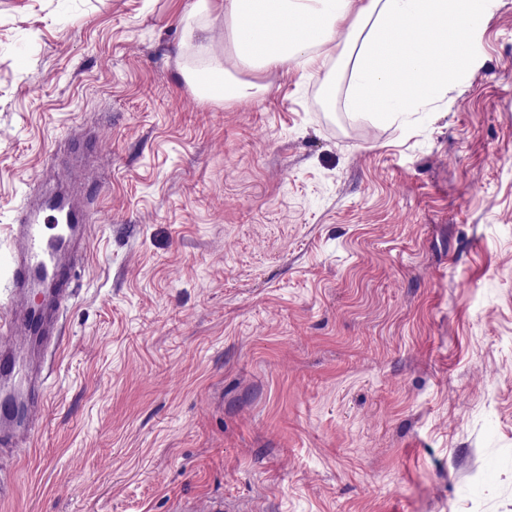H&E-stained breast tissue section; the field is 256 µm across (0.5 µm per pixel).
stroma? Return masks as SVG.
<instances>
[{"label": "stroma", "mask_w": 512, "mask_h": 512, "mask_svg": "<svg viewBox=\"0 0 512 512\" xmlns=\"http://www.w3.org/2000/svg\"><path fill=\"white\" fill-rule=\"evenodd\" d=\"M191 2L0 0V306L50 154L101 183L0 512H512V0L405 126L200 99Z\"/></svg>", "instance_id": "obj_1"}]
</instances>
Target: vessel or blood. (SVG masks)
Here are the masks:
<instances>
[{
    "instance_id": "b4317fda",
    "label": "vessel or blood",
    "mask_w": 512,
    "mask_h": 512,
    "mask_svg": "<svg viewBox=\"0 0 512 512\" xmlns=\"http://www.w3.org/2000/svg\"><path fill=\"white\" fill-rule=\"evenodd\" d=\"M94 199L63 185L20 206L9 236L14 244L10 300L0 307V447H29L45 411L41 356L59 347V324L86 253Z\"/></svg>"
}]
</instances>
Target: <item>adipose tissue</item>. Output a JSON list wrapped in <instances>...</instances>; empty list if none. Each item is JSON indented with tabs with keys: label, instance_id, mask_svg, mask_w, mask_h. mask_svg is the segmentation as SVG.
<instances>
[{
	"label": "adipose tissue",
	"instance_id": "obj_1",
	"mask_svg": "<svg viewBox=\"0 0 512 512\" xmlns=\"http://www.w3.org/2000/svg\"><path fill=\"white\" fill-rule=\"evenodd\" d=\"M491 0H224L232 58L196 42L212 0H192L180 46L191 53L182 76L201 98L239 100L263 94L248 80L298 60L323 70L320 46L342 42L338 59L349 70L344 108L357 117L397 121L440 100L464 56L474 20Z\"/></svg>",
	"mask_w": 512,
	"mask_h": 512
}]
</instances>
